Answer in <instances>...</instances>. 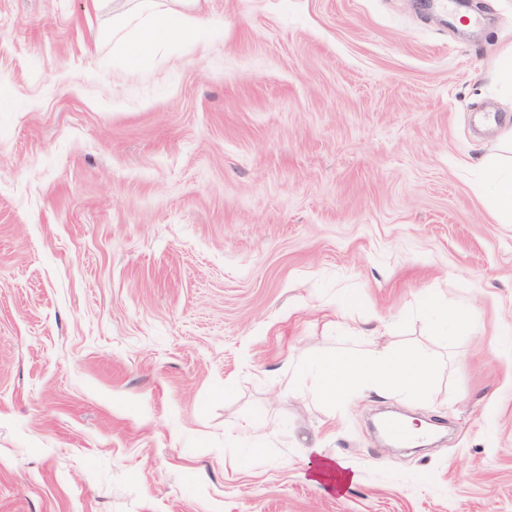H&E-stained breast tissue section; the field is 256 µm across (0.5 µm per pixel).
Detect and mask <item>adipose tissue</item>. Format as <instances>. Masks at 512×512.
<instances>
[{
  "instance_id": "ef3b65f1",
  "label": "adipose tissue",
  "mask_w": 512,
  "mask_h": 512,
  "mask_svg": "<svg viewBox=\"0 0 512 512\" xmlns=\"http://www.w3.org/2000/svg\"><path fill=\"white\" fill-rule=\"evenodd\" d=\"M197 0H134L112 15V42L120 48L129 64H138L160 45L176 47L199 39L200 23L193 14ZM354 345L326 359L314 387L326 401H335L356 382L371 387H393L416 394L431 380V367L422 354L399 356L362 339L355 322L346 324Z\"/></svg>"
}]
</instances>
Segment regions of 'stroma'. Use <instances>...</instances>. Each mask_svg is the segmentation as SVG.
I'll use <instances>...</instances> for the list:
<instances>
[{
	"instance_id": "1",
	"label": "stroma",
	"mask_w": 512,
	"mask_h": 512,
	"mask_svg": "<svg viewBox=\"0 0 512 512\" xmlns=\"http://www.w3.org/2000/svg\"><path fill=\"white\" fill-rule=\"evenodd\" d=\"M199 7L130 68L112 0H0V512H512V0ZM344 315L428 388L322 400ZM485 201L490 210L512 219V169L495 172L490 177ZM309 454L313 457L314 470L312 471L313 481H330L329 487L333 485V480L336 478L341 479L337 468L340 469L343 476L349 477L347 469L350 467L347 461L337 458L326 451V448H321L317 445H312L309 448Z\"/></svg>"
}]
</instances>
